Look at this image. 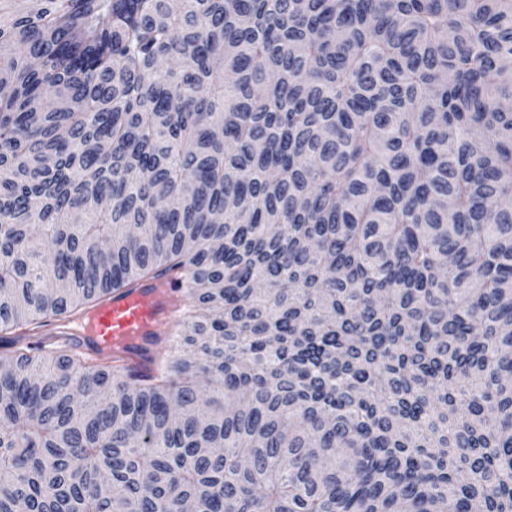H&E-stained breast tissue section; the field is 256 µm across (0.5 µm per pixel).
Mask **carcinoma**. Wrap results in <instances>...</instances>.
Instances as JSON below:
<instances>
[{
  "label": "carcinoma",
  "instance_id": "cac0c4a2",
  "mask_svg": "<svg viewBox=\"0 0 512 512\" xmlns=\"http://www.w3.org/2000/svg\"><path fill=\"white\" fill-rule=\"evenodd\" d=\"M5 330L0 512H512V0H0ZM170 284L164 280L143 283L139 288L115 292L84 319L55 321L48 336L61 347L96 354L99 350L120 353L141 371L152 368L143 347L153 336L169 333L175 323Z\"/></svg>",
  "mask_w": 512,
  "mask_h": 512
}]
</instances>
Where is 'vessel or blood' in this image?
Masks as SVG:
<instances>
[{
  "mask_svg": "<svg viewBox=\"0 0 512 512\" xmlns=\"http://www.w3.org/2000/svg\"><path fill=\"white\" fill-rule=\"evenodd\" d=\"M171 301L167 281H148L131 291L113 293L86 318L53 322L50 334L65 348L91 354L101 350L120 353L146 372L152 364L142 349L152 337L172 329L175 315Z\"/></svg>",
  "mask_w": 512,
  "mask_h": 512,
  "instance_id": "1",
  "label": "vessel or blood"
}]
</instances>
